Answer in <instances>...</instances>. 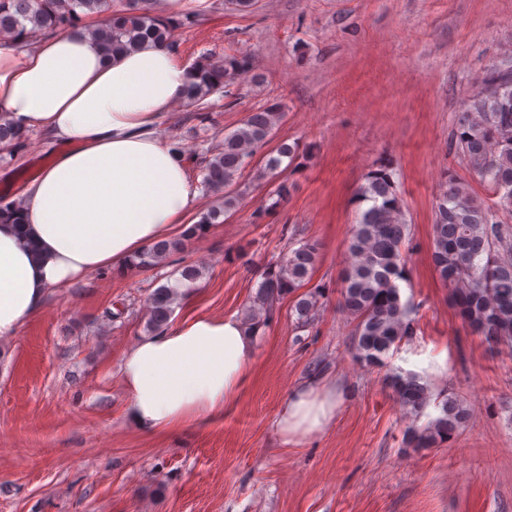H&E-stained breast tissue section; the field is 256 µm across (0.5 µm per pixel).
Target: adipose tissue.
Here are the masks:
<instances>
[{"label": "adipose tissue", "mask_w": 512, "mask_h": 512, "mask_svg": "<svg viewBox=\"0 0 512 512\" xmlns=\"http://www.w3.org/2000/svg\"><path fill=\"white\" fill-rule=\"evenodd\" d=\"M187 81L177 50L147 43L107 60L85 24L0 46V113L69 145L24 185L21 224L0 222V339L39 314L51 288L126 272L192 212L198 188L158 134ZM260 333L234 316H200L142 338L121 365L128 416L153 434L222 411ZM342 402L328 380L295 386L276 421L281 442L322 433Z\"/></svg>", "instance_id": "obj_1"}]
</instances>
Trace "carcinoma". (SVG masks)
<instances>
[{
    "mask_svg": "<svg viewBox=\"0 0 512 512\" xmlns=\"http://www.w3.org/2000/svg\"><path fill=\"white\" fill-rule=\"evenodd\" d=\"M93 17L97 24L90 34L106 57L134 51L145 43L172 47L176 45V29L197 22L193 14L177 23L167 21L153 13L150 0H123L118 9L111 8L108 0H0V37L28 42L46 34L66 33ZM249 69L246 55L222 60L200 56L188 69L184 102L205 109L209 97L228 88ZM281 118L276 105L252 112L210 149L201 168L200 186L206 193L221 196V203L201 214L198 223L221 224L237 207L239 196L232 186ZM26 141V134L0 115V147L12 155L21 151ZM454 147L469 170L499 196V210L512 214L511 50L483 71L457 119ZM297 156V144L280 143L265 156L259 178L276 180L282 164L293 162ZM357 199L365 207L347 241L349 261L341 276L340 305L354 322V358L379 367L390 351L413 334L410 308L402 300L399 285L405 280L409 231L393 173L388 169L370 172L359 187ZM183 246L180 239L159 240L143 251L135 266H158ZM318 255V244L305 241L288 257L268 264L244 313L248 325L265 323L276 305L293 294L297 295L293 305L297 320L311 322L324 288L300 295L297 291L310 280ZM431 260L470 330L489 345L512 347V228L478 202L467 183L453 175L448 176L447 187L436 200ZM178 288V284H164L151 294L147 332L166 328ZM385 385L410 413H420L431 400L427 386L412 374H388ZM437 407L439 415L426 426L406 430L407 447L417 451L434 448L448 441L469 418L467 408L453 397L440 400Z\"/></svg>",
    "mask_w": 512,
    "mask_h": 512,
    "instance_id": "carcinoma-1",
    "label": "carcinoma"
}]
</instances>
